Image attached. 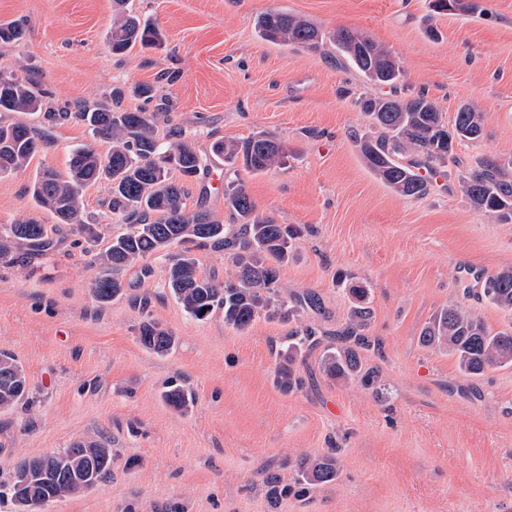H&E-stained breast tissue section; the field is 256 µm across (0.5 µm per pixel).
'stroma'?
<instances>
[{"mask_svg": "<svg viewBox=\"0 0 512 512\" xmlns=\"http://www.w3.org/2000/svg\"><path fill=\"white\" fill-rule=\"evenodd\" d=\"M477 2L480 13L469 15L434 13L430 0H126L166 44L116 56L113 0H0V23L23 27L19 41L0 45V69L36 83L50 108L115 99L157 113L161 135L192 138L202 154L219 137L284 141L286 167L238 178L258 212L298 231L279 301L292 310L313 290L327 311L299 316L323 336L297 358L302 384L286 394L274 370L288 323L261 317L238 332L223 314L187 315L165 287L178 248L148 259L149 275L127 269L126 294L98 305L94 255L128 226L109 212L104 185L88 187L85 211L101 230L92 252L67 240L27 269L0 265V351L29 387L25 402L0 412V512H18L9 487L20 458L83 438L111 448L110 477L39 512H512V366L468 377L419 341L432 315L458 301L490 331L512 326V313L475 295L482 274L512 267V223L475 211L461 189L477 159L512 157V0ZM272 8L325 32H367L399 59L400 96L426 92L448 120L461 105L481 109L480 141L457 145L456 163L428 195H397L357 146L373 128L354 100L373 85L337 64L331 42L303 50L261 39L255 20ZM141 86L153 88L152 100ZM48 138L26 169L0 175V225L54 224L27 187L42 169L65 170L71 150L93 138L74 120ZM221 167L201 172L185 203L231 224L224 190L209 180ZM353 285L370 290L376 389L320 368L356 303ZM146 313L177 336L171 354L141 346ZM173 382L195 393L188 411L164 402ZM332 448L335 482L270 506L263 474L292 483L298 457Z\"/></svg>", "mask_w": 512, "mask_h": 512, "instance_id": "obj_1", "label": "stroma"}]
</instances>
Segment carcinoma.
I'll use <instances>...</instances> for the list:
<instances>
[{"label": "carcinoma", "instance_id": "cac0c4a2", "mask_svg": "<svg viewBox=\"0 0 512 512\" xmlns=\"http://www.w3.org/2000/svg\"><path fill=\"white\" fill-rule=\"evenodd\" d=\"M124 4L125 0H114L108 31L112 53L124 54L137 44L143 48L162 45V30L127 12ZM474 7L465 0H434L439 12H468ZM255 28L262 39L296 49H316L327 39L371 84L390 89L388 94H369L357 100L360 111L376 128V136L361 138L357 145L372 174L402 197L426 195L431 189L429 176L456 162L454 143L477 141L483 135L485 115L469 104L460 106L449 123L425 93L398 96L403 78L400 62L361 31L338 28L326 34L307 20L278 10L259 16ZM0 112H41L50 127L76 119L89 127L95 142L102 146L100 150L91 145L74 149L65 173L44 169L28 187L36 204L57 223L96 239L98 234L84 219L83 193L95 183L107 186L110 212L130 225V230L113 237L96 256L103 273L90 282V293L97 303L104 305L125 295L123 273L139 261L177 244L209 243L224 249L234 267V279L220 283L203 274L196 258L188 253L173 260L165 286L186 314L204 320L221 312L224 324L239 332L261 316L289 319L276 295L280 269L288 263L297 231L259 214L234 176L229 177L224 204L237 223L220 224L204 210L187 209L188 183L197 178L209 158L198 154L193 142L183 136L160 141L158 113L123 111L108 105L53 112L44 108L33 83L4 70H0ZM44 142L42 131L23 123L0 122V173L27 167ZM211 154L226 166L238 163L257 174L284 166L288 146L259 134L245 140L218 139ZM462 191L474 209L512 223V158L480 159L462 180ZM53 233L55 230L35 219L1 225L0 264L30 265L54 249ZM352 293L358 303L336 333V346L323 354L321 368L340 383L359 381L372 386L379 371L367 363L364 352L380 348V342L367 334L372 319V308L365 301L367 289L354 288ZM477 296L512 312V268L485 277ZM138 339L146 350L159 356L170 354L178 343L171 330L151 319L139 323ZM420 343L453 356L460 371L470 377L512 365V328L493 333L460 303L436 312L423 328ZM317 344V330L311 325L296 326L284 337L275 370V382L282 392L288 394L300 386L294 370L296 357ZM26 394L24 371L10 354L1 352L0 412L14 407ZM163 399L183 412L194 402L192 392L181 385L169 387ZM111 465V449L103 442L78 440L58 455L20 459L15 474L28 476L29 482L12 484V496L23 512H38L49 500L94 487L110 473ZM295 472L292 486L281 483L274 473L263 477L272 506L291 493L298 495L309 486L336 481L337 458L332 453L304 455L296 461Z\"/></svg>", "mask_w": 512, "mask_h": 512}]
</instances>
